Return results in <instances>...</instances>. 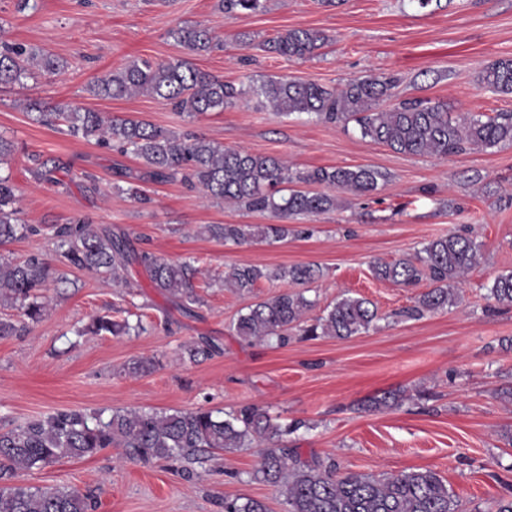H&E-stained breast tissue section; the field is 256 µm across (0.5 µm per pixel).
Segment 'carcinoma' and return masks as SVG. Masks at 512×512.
<instances>
[{"label":"carcinoma","mask_w":512,"mask_h":512,"mask_svg":"<svg viewBox=\"0 0 512 512\" xmlns=\"http://www.w3.org/2000/svg\"><path fill=\"white\" fill-rule=\"evenodd\" d=\"M222 5L227 16L263 7L262 0H222ZM171 35L194 54L209 51L214 43L211 31L200 24L178 27ZM326 42L321 31L292 29L268 40L264 48L288 59H301ZM66 67L50 54L33 52L19 43L0 42V85H23L34 78L35 68L56 74ZM481 83L494 92L512 94V59L489 65ZM395 84V78L381 76L352 81L334 91L313 82L271 79L260 86L258 95L278 115L307 114L328 123L354 122L362 137L406 155L446 157L512 143V112L454 117L447 104L430 100H403L388 109L380 108V101L391 96ZM88 91L96 97L113 99L153 94L190 117L222 112L245 95L234 83L202 71L186 59L161 64L132 61L95 80ZM26 108L36 113L39 123L132 154L156 182L179 177L187 187L212 199L235 202L282 219L334 210L335 191L363 195L374 191L381 178L377 170L367 166L320 167L292 173L275 157L224 147L195 133L172 132L143 120H106L100 112L68 107L47 112L37 102L27 103ZM31 160L38 178L54 181L53 174L60 169L58 159L34 155ZM294 182L322 186L324 191L288 187ZM16 202L10 179L0 176L1 244L37 232L19 222ZM206 232L216 240L237 245L312 234L310 229L300 231L290 224H210ZM53 237L60 256L71 266L110 276L116 284L130 288L125 273L137 265L153 287L183 313L192 315V305L199 303L194 285L199 270L189 261L171 262L138 251L127 236L114 235L107 229L96 232L81 220L54 226ZM480 258L481 245L473 238L451 234L428 242L412 258L377 262L372 273L378 280L404 286L428 278L432 288L402 311L406 318L420 319L457 303L459 295L454 285L479 265ZM321 276V269L314 264L282 266L273 271L243 264L232 267L224 282L240 293L250 294L262 279L305 285ZM50 279L49 267L36 256L23 261L0 259V305L16 308L25 317L21 324L0 319V336L18 335L26 330L27 323L41 319L48 300L39 299L37 291L47 287ZM488 298L512 305V272L494 277ZM314 307L315 302L303 293L283 291L248 306L232 329L245 341L284 345L293 334L346 339L368 331L378 318L370 300L347 293L338 296L312 323L303 321V315ZM143 330L139 322L132 325L126 318L105 316L92 319L87 326V332L93 335L120 336ZM217 352L219 347L204 338L185 347L191 362ZM292 432L293 428L282 424L279 417L257 405L243 406L225 418L205 408L115 411L107 419L98 413L59 411L0 432V512H91V498L77 489H40L13 483L18 471L40 470L61 458L93 456L115 445L123 449L127 459L143 464L191 463L203 454L246 448L256 441L266 447L260 451L251 479L279 488L286 512H459L458 501L433 470L380 477L341 474L333 460H301L296 449L283 443ZM224 512H268V508L255 498L226 497Z\"/></svg>","instance_id":"carcinoma-1"}]
</instances>
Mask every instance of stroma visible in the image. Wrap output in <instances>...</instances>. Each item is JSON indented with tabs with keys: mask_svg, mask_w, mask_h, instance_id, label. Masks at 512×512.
Wrapping results in <instances>:
<instances>
[{
	"mask_svg": "<svg viewBox=\"0 0 512 512\" xmlns=\"http://www.w3.org/2000/svg\"><path fill=\"white\" fill-rule=\"evenodd\" d=\"M200 23L215 37L206 53L188 54L172 31ZM291 29L324 32L329 42L313 56L285 59L265 41ZM0 39L66 62L60 74H38L26 86H0V135L15 150L0 175L16 188L22 223L39 232L0 245V256L35 255L68 285L49 290L40 321L25 334L0 338V430L59 410H186L229 412L245 405L270 409L299 423L288 435L301 460L334 459L340 472L398 473L431 469L448 484L461 512H493L512 493V307L488 297V285L512 271V143L447 158L406 156L363 138L355 125L307 115L282 117L255 90L271 78L340 90L348 82L391 76L392 102L443 101L452 114L512 112V95L481 83L484 69L512 59V0H265L262 10L225 16L219 0H0ZM189 59L197 68L243 86L245 94L221 112L196 117L166 100L139 94L101 99L87 86L134 60ZM44 106L134 116L175 132L194 131L226 147L284 159L297 170L364 165L381 177L366 196L339 194L336 209L294 219L316 226L310 237L227 244L209 224H271L270 213L211 200L180 181L144 178V167L117 148L69 137L36 123L26 100ZM61 163L54 182L35 177L32 155ZM151 198L143 205L129 187ZM77 218L126 234L137 250L170 261L194 260L196 317L181 315L133 267V288L64 265L52 228ZM470 233L482 258L459 286L456 305L419 319L413 305L426 283L403 287L374 278L371 267L414 255L430 240ZM314 263L323 270L305 285L314 314L344 292L370 300L379 319L345 340L291 339L287 345L247 343L231 324L254 301L286 289L259 282L241 295L224 285L232 266L269 269ZM126 309L141 317L140 335L96 336L93 317ZM207 336L221 350L189 362L186 345ZM149 359L147 374L129 366ZM387 391L399 408L374 410ZM259 451L242 448L183 463L143 465L109 448L64 458L16 484L68 487L93 494L96 512H222L224 498L263 500L285 512L276 487L249 479Z\"/></svg>",
	"mask_w": 512,
	"mask_h": 512,
	"instance_id": "obj_1",
	"label": "stroma"
}]
</instances>
